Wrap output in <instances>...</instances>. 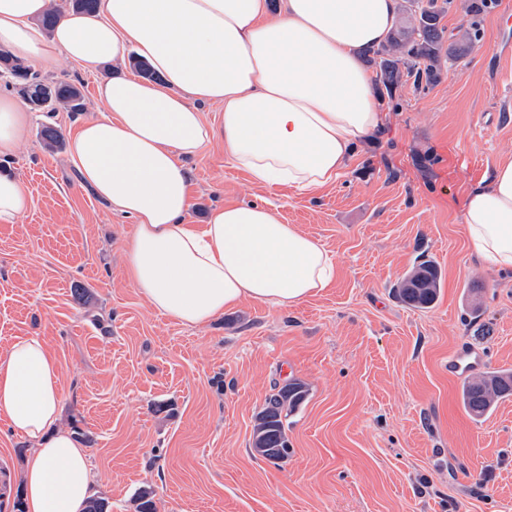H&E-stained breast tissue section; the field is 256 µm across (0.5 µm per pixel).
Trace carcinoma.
Listing matches in <instances>:
<instances>
[{"label": "carcinoma", "mask_w": 512, "mask_h": 512, "mask_svg": "<svg viewBox=\"0 0 512 512\" xmlns=\"http://www.w3.org/2000/svg\"><path fill=\"white\" fill-rule=\"evenodd\" d=\"M453 0H402V17L389 32L386 41L378 48L365 53L369 66L375 72V85L384 90L393 110L400 109L394 91L403 83L412 82L417 91H426L438 83L442 75L443 49H448V59L466 55L480 41V21L490 8V0H470L469 19L457 32L448 36L443 24ZM63 9L54 5L39 18V25L51 34ZM0 69L7 71L12 87L25 95L24 86L32 81L43 83L38 74L31 71L8 51L0 49ZM55 99L48 111L61 109L68 112L84 110V96L74 83L55 82ZM45 148L55 150L62 145L60 131L51 126L41 130ZM441 275L435 264L423 261L406 273L396 284L394 291L402 302L415 308H429L440 292ZM308 389L299 379L276 385L255 415L252 449L266 460L277 463L288 459L291 448L288 443L286 421L306 399ZM512 396V372L492 371L474 377L463 387L462 404L473 417H484L496 403Z\"/></svg>", "instance_id": "cac0c4a2"}]
</instances>
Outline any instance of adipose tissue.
Instances as JSON below:
<instances>
[{
    "label": "adipose tissue",
    "mask_w": 512,
    "mask_h": 512,
    "mask_svg": "<svg viewBox=\"0 0 512 512\" xmlns=\"http://www.w3.org/2000/svg\"><path fill=\"white\" fill-rule=\"evenodd\" d=\"M50 0H0V44L88 73L136 51L160 79L100 77L98 116L81 121L69 155L82 182L134 231L127 255L150 305L201 325L250 299L292 307L328 288V251L265 205L192 206L185 161L214 138L260 184L307 193L336 181L353 148L383 125L365 49L382 44L400 0H100L96 13L61 16L51 36L36 19ZM218 104L220 126L201 106ZM31 116L0 96V154L14 151ZM474 253L512 270V157L496 161L463 207ZM59 364L41 337L0 353V411L29 444L22 474L27 512H83L95 476L87 449L62 427Z\"/></svg>",
    "instance_id": "obj_1"
}]
</instances>
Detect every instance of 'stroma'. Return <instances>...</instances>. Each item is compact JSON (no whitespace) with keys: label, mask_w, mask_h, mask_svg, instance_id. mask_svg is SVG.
<instances>
[{"label":"stroma","mask_w":512,"mask_h":512,"mask_svg":"<svg viewBox=\"0 0 512 512\" xmlns=\"http://www.w3.org/2000/svg\"><path fill=\"white\" fill-rule=\"evenodd\" d=\"M482 39L444 65L425 92L381 102L385 126L344 174L315 193L265 186L216 139L187 165L195 203H257L315 238L334 282L293 308L249 300L206 324L160 314L127 275L131 218L82 185L67 148L45 149L42 125L69 133L100 110L96 75L67 59L33 71L80 85L84 112H35L0 156L31 207L0 224V352L40 336L61 368L63 424L87 448L94 494L135 512H512V398L483 418L463 408L448 360L460 344L512 371V272L476 258L463 202L512 155V22L490 10ZM441 270L432 308L401 303L395 283L420 261ZM85 290L76 298L74 288ZM306 383L287 419L292 453L251 449L255 414L274 384ZM27 443L0 413V512H15Z\"/></svg>","instance_id":"obj_1"}]
</instances>
